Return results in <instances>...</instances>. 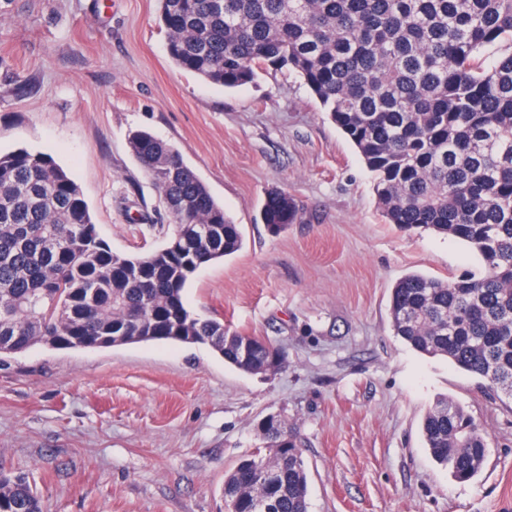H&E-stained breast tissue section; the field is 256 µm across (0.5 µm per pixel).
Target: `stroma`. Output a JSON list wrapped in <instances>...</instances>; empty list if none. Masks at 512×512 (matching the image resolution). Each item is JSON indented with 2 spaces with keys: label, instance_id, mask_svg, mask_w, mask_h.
Here are the masks:
<instances>
[{
  "label": "stroma",
  "instance_id": "1",
  "mask_svg": "<svg viewBox=\"0 0 512 512\" xmlns=\"http://www.w3.org/2000/svg\"><path fill=\"white\" fill-rule=\"evenodd\" d=\"M158 0H0V152L51 155L113 251L160 247L173 221L129 148L171 144L239 224L243 245L202 266L185 299L202 317L282 348L245 374L205 344L40 346L0 362V470L47 512H224V478L280 416L301 441L309 512H512V401L394 336L395 283L481 269L468 246L387 223L374 180L302 80L267 67L225 90L174 66ZM300 219L271 233L269 190ZM448 397L490 452L460 482L421 422Z\"/></svg>",
  "mask_w": 512,
  "mask_h": 512
}]
</instances>
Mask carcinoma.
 Returning a JSON list of instances; mask_svg holds the SVG:
<instances>
[{"label":"carcinoma","instance_id":"cac0c4a2","mask_svg":"<svg viewBox=\"0 0 512 512\" xmlns=\"http://www.w3.org/2000/svg\"><path fill=\"white\" fill-rule=\"evenodd\" d=\"M178 68L234 89L264 65L302 79L374 175L383 217L468 244L482 270L444 281L406 275L391 292L393 332L512 398V0H160ZM130 148L173 217L165 244L112 251L80 187L53 157L0 154V356L41 346L100 349L203 338L248 374H276L280 349L193 314L184 290L241 232L168 144L139 130ZM261 220L298 219L270 191ZM224 480L228 512H309L308 475L285 421ZM432 458L458 481L479 474L488 436L437 399L422 423ZM0 512H44L22 474L0 472Z\"/></svg>","mask_w":512,"mask_h":512}]
</instances>
